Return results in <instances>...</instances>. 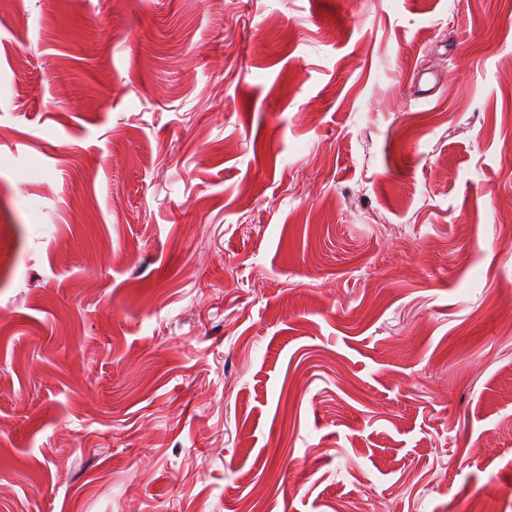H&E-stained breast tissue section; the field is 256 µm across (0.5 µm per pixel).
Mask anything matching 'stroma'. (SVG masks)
I'll use <instances>...</instances> for the list:
<instances>
[{"label":"stroma","mask_w":512,"mask_h":512,"mask_svg":"<svg viewBox=\"0 0 512 512\" xmlns=\"http://www.w3.org/2000/svg\"><path fill=\"white\" fill-rule=\"evenodd\" d=\"M477 500L512 512V0L1 9L0 512Z\"/></svg>","instance_id":"35a3bbf8"}]
</instances>
